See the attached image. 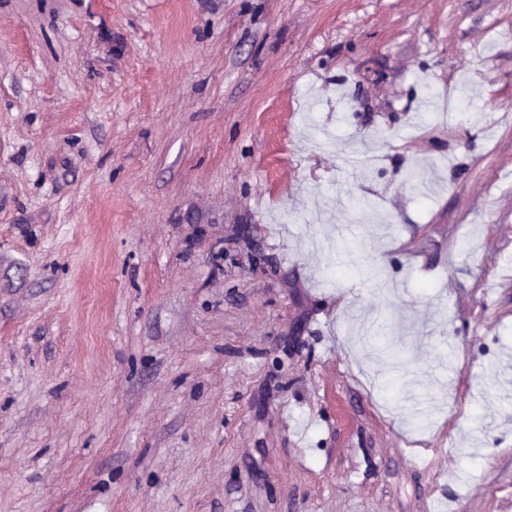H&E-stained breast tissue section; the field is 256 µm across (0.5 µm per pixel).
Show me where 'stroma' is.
Here are the masks:
<instances>
[{
    "mask_svg": "<svg viewBox=\"0 0 512 512\" xmlns=\"http://www.w3.org/2000/svg\"><path fill=\"white\" fill-rule=\"evenodd\" d=\"M0 512H512V0H0Z\"/></svg>",
    "mask_w": 512,
    "mask_h": 512,
    "instance_id": "stroma-1",
    "label": "stroma"
}]
</instances>
